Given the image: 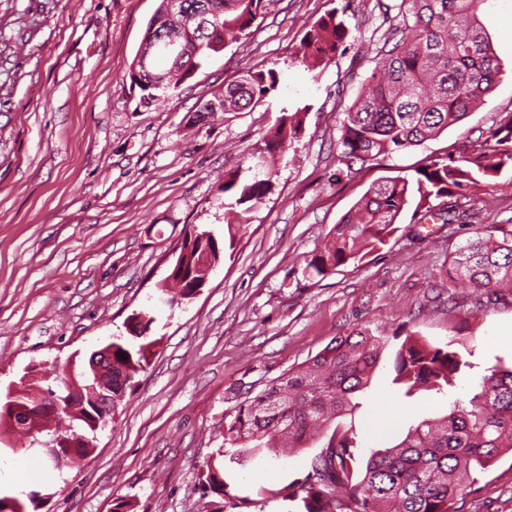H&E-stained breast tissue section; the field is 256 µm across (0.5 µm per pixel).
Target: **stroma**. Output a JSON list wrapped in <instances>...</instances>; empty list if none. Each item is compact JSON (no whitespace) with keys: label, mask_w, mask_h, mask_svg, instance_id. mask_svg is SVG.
<instances>
[{"label":"stroma","mask_w":512,"mask_h":512,"mask_svg":"<svg viewBox=\"0 0 512 512\" xmlns=\"http://www.w3.org/2000/svg\"><path fill=\"white\" fill-rule=\"evenodd\" d=\"M159 0H0V395L80 367L133 312L154 316L157 344L93 450L65 471L30 436L0 449V487H39L38 512H214L202 475L224 445V420L245 399L336 337L367 328L434 345L468 320L474 367L448 394L403 397L394 345L360 405L342 421L355 455L399 443L409 428L468 398L486 367L512 362V306L475 308L446 270L476 224L512 219V173L495 200L472 199L467 224L415 227L410 212L361 262L309 279L305 259L368 187L458 152L512 111V0L481 13L500 73L461 122L380 165L340 175L345 112L370 75L388 26L375 0H269L246 40L212 55L163 101L144 107L128 68ZM349 30L310 75L301 38L332 9ZM279 74L274 99L250 112L198 111L244 68ZM308 105L304 129L278 157L272 190L248 224L224 222V174L247 170L283 106ZM207 225L225 250L201 292L169 306L158 288L186 227ZM326 442L263 453L237 470L246 489L310 472ZM459 512H512V455L502 454L458 501Z\"/></svg>","instance_id":"1"}]
</instances>
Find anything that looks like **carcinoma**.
<instances>
[{
  "instance_id": "1",
  "label": "carcinoma",
  "mask_w": 512,
  "mask_h": 512,
  "mask_svg": "<svg viewBox=\"0 0 512 512\" xmlns=\"http://www.w3.org/2000/svg\"><path fill=\"white\" fill-rule=\"evenodd\" d=\"M192 11H214L204 44L191 61L199 70L207 58L220 52L209 44L241 40L249 35L266 7V0H185ZM492 0H377V7L392 22L394 44L376 63L366 87L345 112L339 162L351 174L386 156L418 146L429 137L463 120L494 86L499 74L490 41L478 13ZM348 34L345 20L333 9L320 18L301 40L300 64L313 72L329 63ZM132 90L144 106L164 100L166 86L147 87L128 70ZM278 84L275 71L248 67L238 80L224 87V104L203 107L205 112H243L270 99ZM309 107L288 111L256 157L259 165L283 153L299 135ZM512 170V111L503 112L479 131L471 148L459 155L429 160L414 174L397 176L371 186L330 232V238L306 259L310 277H324L341 265L359 262L363 250L386 243L397 230L398 217L410 199H416L417 224H455L469 218L468 203L476 190L488 194L493 178ZM271 169L240 180L239 171L224 176L223 192L235 201L227 205L224 222L248 223L247 213L263 204L271 190ZM245 209L238 211L236 207ZM204 229L185 232L196 247L188 264L198 265L205 248L197 247ZM448 283L472 289L474 304L512 303V224L478 225L448 266ZM400 340L395 352L393 382L409 397L420 389L443 393L454 386L459 373L471 367L466 359V327L454 325L448 342L432 345L412 334ZM385 336L369 329L337 337L305 363L288 369L246 398L230 421L224 422V448L208 465L205 484L221 498L215 512L240 508L249 501L235 483L237 467L260 453L274 457L285 449L303 448L332 416L356 406L376 368ZM155 341L137 335L130 342L112 337V376L131 387L148 367L146 351ZM58 381L81 385L84 391L102 392L93 374L80 371ZM68 419L65 436L75 440L105 424L91 404L76 412L62 411ZM86 446L44 449L56 458L61 471ZM512 452V367L493 365L479 378V391L467 400L450 403L448 413L411 428L397 445L371 453L365 466L357 464L349 430L336 427L311 461L312 473L303 481L276 488L262 487L264 500L299 502L300 512H458V498L504 452ZM39 491L25 498L0 489V501L20 502L37 509Z\"/></svg>"
}]
</instances>
